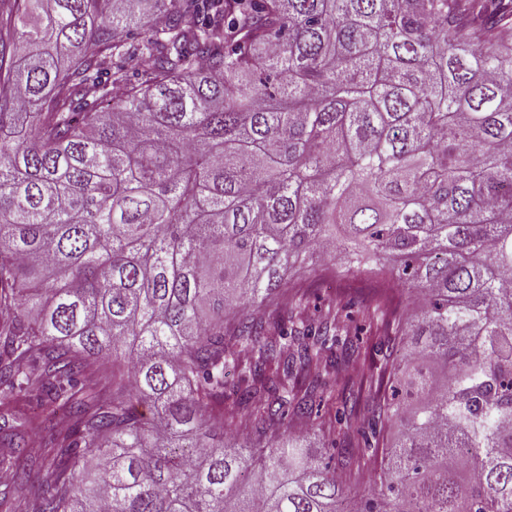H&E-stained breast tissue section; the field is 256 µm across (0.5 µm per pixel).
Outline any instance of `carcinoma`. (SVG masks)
<instances>
[{"mask_svg": "<svg viewBox=\"0 0 512 512\" xmlns=\"http://www.w3.org/2000/svg\"><path fill=\"white\" fill-rule=\"evenodd\" d=\"M510 31L512 0H0V386L74 424L38 463L4 434L32 512H512ZM306 260L399 350L363 497L272 432L321 394L350 441L365 391L325 379L371 356L336 306L261 313Z\"/></svg>", "mask_w": 512, "mask_h": 512, "instance_id": "carcinoma-1", "label": "carcinoma"}]
</instances>
